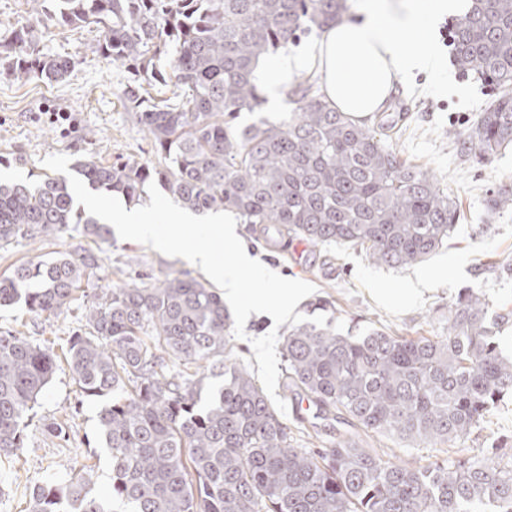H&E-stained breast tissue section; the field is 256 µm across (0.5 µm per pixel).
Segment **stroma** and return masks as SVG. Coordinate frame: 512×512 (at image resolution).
<instances>
[{
	"instance_id": "1",
	"label": "stroma",
	"mask_w": 512,
	"mask_h": 512,
	"mask_svg": "<svg viewBox=\"0 0 512 512\" xmlns=\"http://www.w3.org/2000/svg\"><path fill=\"white\" fill-rule=\"evenodd\" d=\"M97 36L93 29L61 26L37 32L40 52L74 62L62 82L21 81L0 72L1 181L44 179L49 171L42 161L55 153L73 159L92 156L108 165L119 158L153 160L149 138L124 108L132 71L92 53L90 46ZM439 49L453 86H438L417 75L397 85L386 108L369 121L375 128L389 125V143L401 158L433 173L458 196L462 218L437 253L421 263L391 269L369 263L354 248L319 249L294 239L273 249L258 240L248 225H239V235L270 270L314 285V293L296 307L304 317H312L315 304L323 302L327 316L343 333L376 327L397 335L433 337L441 332L459 290L475 285L483 288L494 310L512 311V209L492 215L486 208L489 192L512 185V147L487 159L458 155L453 134L476 122L490 90L454 67L451 45L443 43ZM53 112L70 114V126L52 123ZM83 241L74 232L0 246V274L23 263L68 254ZM101 257L99 284L105 289L166 274L204 277L182 258L115 234L103 244ZM416 282L423 283L424 294L415 302L404 301L405 288ZM80 315L74 307L38 315L22 302L0 309V331L50 348L57 363L33 409L23 452L0 457V512H29L35 486L62 481L70 471L84 468L92 473L94 493L110 498L112 469L98 428L99 405L80 401L64 357L66 340L78 328ZM54 421L67 423V440L48 433L46 426ZM505 437L512 439V397L487 415L468 446L474 454L489 456Z\"/></svg>"
}]
</instances>
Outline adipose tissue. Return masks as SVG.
Returning <instances> with one entry per match:
<instances>
[{
  "label": "adipose tissue",
  "mask_w": 512,
  "mask_h": 512,
  "mask_svg": "<svg viewBox=\"0 0 512 512\" xmlns=\"http://www.w3.org/2000/svg\"><path fill=\"white\" fill-rule=\"evenodd\" d=\"M470 0H358L319 39L260 61L255 75L276 101L288 78L316 69L327 100L362 120L381 111L398 83L440 69L433 32L439 14Z\"/></svg>",
  "instance_id": "obj_1"
}]
</instances>
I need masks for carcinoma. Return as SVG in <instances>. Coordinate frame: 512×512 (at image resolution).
<instances>
[{
  "mask_svg": "<svg viewBox=\"0 0 512 512\" xmlns=\"http://www.w3.org/2000/svg\"><path fill=\"white\" fill-rule=\"evenodd\" d=\"M37 23L94 27V52L130 65L127 111L151 137L156 161L92 158L73 165L85 185L144 199L158 184L183 208L231 212L276 242L356 247L393 269L443 247L459 201L387 144V133L338 111L314 84L292 92L277 122L241 125L265 102L260 60L319 35L348 0H30ZM32 27L0 36V66L19 78L64 81L68 57L27 51ZM454 64L492 87L476 124L455 135L458 152L486 159L512 145V0H471L452 25ZM169 60L170 73L157 63ZM174 87L145 97L144 86ZM512 208V188L487 199ZM82 234L108 240L103 220L76 205L66 177L0 183V245ZM92 248L18 266L0 278V307L22 300L54 313L98 287ZM68 337L67 363L87 399L104 398L98 428L109 450L112 495L130 512H512V461L471 453L473 430L508 395L512 356L497 333L512 315L492 310L481 288H463L448 326L430 339L379 328L343 334L332 321L293 325L283 336V390L313 417L389 437L399 446L448 445L426 465L364 448L351 432L328 448H296L290 428L246 366L232 358L224 298L188 275L114 286L84 308ZM223 385L200 405L205 376ZM53 353L0 332V455L25 447L27 413L55 373ZM90 481L71 473L38 485L31 512H110Z\"/></svg>",
  "mask_w": 512,
  "mask_h": 512,
  "instance_id": "1",
  "label": "carcinoma"
}]
</instances>
